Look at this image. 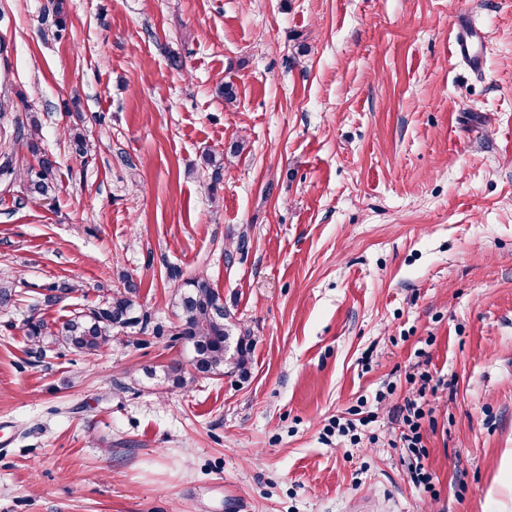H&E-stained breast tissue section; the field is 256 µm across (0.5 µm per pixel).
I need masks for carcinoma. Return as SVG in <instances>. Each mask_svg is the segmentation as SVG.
<instances>
[{
	"label": "carcinoma",
	"mask_w": 512,
	"mask_h": 512,
	"mask_svg": "<svg viewBox=\"0 0 512 512\" xmlns=\"http://www.w3.org/2000/svg\"><path fill=\"white\" fill-rule=\"evenodd\" d=\"M70 146L80 156L87 153L86 136L79 125L69 129ZM55 161L43 153L36 157V164L27 169L26 193L32 198H51L58 188ZM121 287L103 304L75 313L57 324L38 316L26 322V335L39 347L61 345L79 353L97 355L112 341V331L117 329L113 315H127L123 326L132 324V295L136 285L129 276L120 275ZM44 303H57L67 294L76 291L75 285L63 280L46 288ZM21 296L17 284L0 279V307L8 306ZM177 317L173 336L186 343L194 340L192 360L200 368L202 377L224 374L229 365L239 376L249 374L252 345L248 336L233 337V323L224 306V299L208 279L203 276L184 280L177 290Z\"/></svg>",
	"instance_id": "1"
}]
</instances>
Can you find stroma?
<instances>
[{
	"instance_id": "obj_1",
	"label": "stroma",
	"mask_w": 512,
	"mask_h": 512,
	"mask_svg": "<svg viewBox=\"0 0 512 512\" xmlns=\"http://www.w3.org/2000/svg\"><path fill=\"white\" fill-rule=\"evenodd\" d=\"M1 92L0 512H512V0H0ZM122 271L142 321L103 352L26 336L45 286H78L56 322ZM195 275L247 378L165 380ZM479 36L472 31H456L453 29V54L456 59L468 63L471 67L479 68L480 56L477 51ZM56 162L43 153L36 155V165H30L26 174V193L31 198H51L58 188L55 177ZM425 388H420L417 394L408 395L404 398V403L395 408L397 416L402 417L404 423L409 426L411 434H403V440L408 442V448H415L414 446L420 443V422L424 417V408L421 399L424 398Z\"/></svg>"
}]
</instances>
